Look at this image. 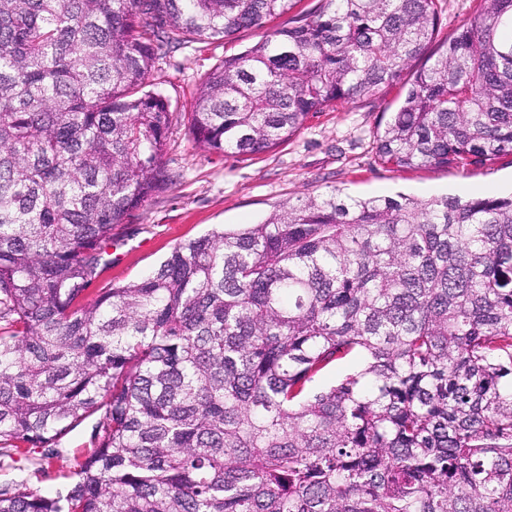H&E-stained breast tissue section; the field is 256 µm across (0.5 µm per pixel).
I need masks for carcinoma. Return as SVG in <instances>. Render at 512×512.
I'll list each match as a JSON object with an SVG mask.
<instances>
[{
	"mask_svg": "<svg viewBox=\"0 0 512 512\" xmlns=\"http://www.w3.org/2000/svg\"><path fill=\"white\" fill-rule=\"evenodd\" d=\"M298 2L0 0V451L100 414L66 495L0 512H512V195L290 201L81 303L171 181L155 64ZM440 2L323 0L204 75L194 140L254 156L374 97ZM374 145L400 170L512 155V0H480ZM361 365V359L353 357L343 361L336 367L332 368L321 377L317 378L312 384V388L315 390L329 386L336 382V380L342 375L356 370Z\"/></svg>",
	"mask_w": 512,
	"mask_h": 512,
	"instance_id": "1",
	"label": "carcinoma"
}]
</instances>
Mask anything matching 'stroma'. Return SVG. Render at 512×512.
<instances>
[{
    "mask_svg": "<svg viewBox=\"0 0 512 512\" xmlns=\"http://www.w3.org/2000/svg\"><path fill=\"white\" fill-rule=\"evenodd\" d=\"M256 29L238 32L229 43H195L160 60L149 83L168 99L172 112L165 166L173 181L125 222V242L111 265L89 287L85 302L114 285L151 273L173 247L199 237L215 225L233 227L263 220L275 206L301 196L334 190L356 198L402 192L418 199L444 195L470 197L512 192V156L492 165L419 167L396 170L383 165L372 147L384 113L399 105L400 82L375 98L333 106L311 117L304 129L278 148L240 158L211 154L196 147L188 112L202 75L223 58L258 42ZM98 415H90L57 445L27 455L0 457V488L16 483L51 494L72 484L74 458L95 444Z\"/></svg>",
    "mask_w": 512,
    "mask_h": 512,
    "instance_id": "1",
    "label": "stroma"
}]
</instances>
